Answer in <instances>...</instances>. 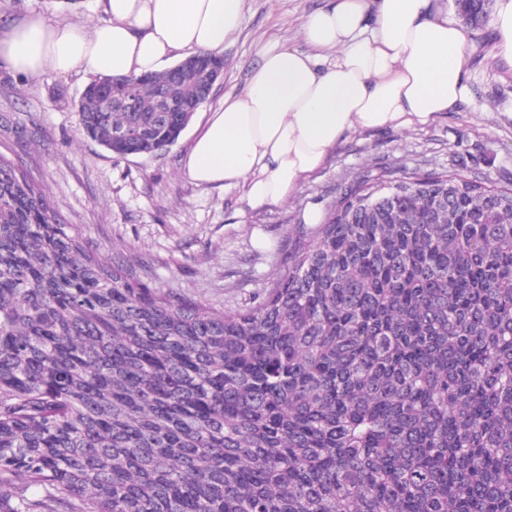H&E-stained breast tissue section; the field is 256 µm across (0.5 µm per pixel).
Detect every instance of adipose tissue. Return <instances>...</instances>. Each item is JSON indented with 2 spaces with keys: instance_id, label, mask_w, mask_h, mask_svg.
Here are the masks:
<instances>
[{
  "instance_id": "adipose-tissue-1",
  "label": "adipose tissue",
  "mask_w": 512,
  "mask_h": 512,
  "mask_svg": "<svg viewBox=\"0 0 512 512\" xmlns=\"http://www.w3.org/2000/svg\"><path fill=\"white\" fill-rule=\"evenodd\" d=\"M432 0H327L301 20L303 48L264 44L247 88L225 96L183 161L202 185H239L251 207L284 201L347 132L426 125L464 100L463 29ZM89 27L29 17L0 38V60L123 77L181 54L222 53L245 0H101Z\"/></svg>"
}]
</instances>
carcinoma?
<instances>
[{
  "mask_svg": "<svg viewBox=\"0 0 512 512\" xmlns=\"http://www.w3.org/2000/svg\"><path fill=\"white\" fill-rule=\"evenodd\" d=\"M212 66L91 80L80 135L169 149ZM138 266L0 155V512H512V184L360 177L246 309Z\"/></svg>",
  "mask_w": 512,
  "mask_h": 512,
  "instance_id": "carcinoma-1",
  "label": "carcinoma"
}]
</instances>
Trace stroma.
I'll list each match as a JSON object with an SVG mask.
<instances>
[{"label": "stroma", "instance_id": "stroma-1", "mask_svg": "<svg viewBox=\"0 0 512 512\" xmlns=\"http://www.w3.org/2000/svg\"><path fill=\"white\" fill-rule=\"evenodd\" d=\"M322 3L245 0L240 28L224 46L221 81L178 142L156 155L118 159L79 137L77 104L90 81L82 71L29 78L0 61V113L13 123L0 129V153L32 173L92 251L105 259L137 255L151 285L218 311L261 301L357 175L418 168L512 184V62L499 55L489 23L466 28L469 94L435 122L348 132L286 201L259 209L249 207L242 187L193 182L183 159L212 110L246 89L262 44L277 38L302 47L301 18ZM37 14L77 26L104 18L98 0H0V35Z\"/></svg>", "mask_w": 512, "mask_h": 512}]
</instances>
